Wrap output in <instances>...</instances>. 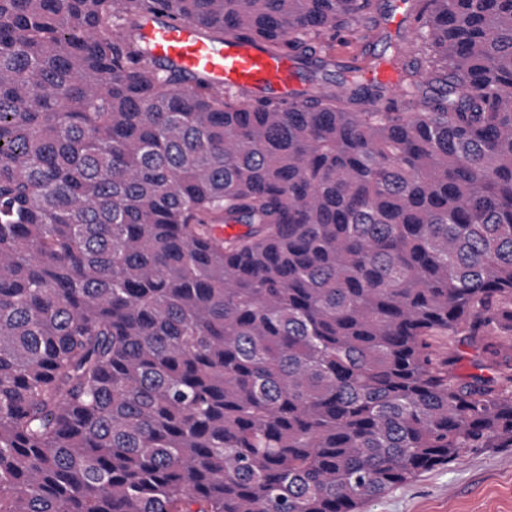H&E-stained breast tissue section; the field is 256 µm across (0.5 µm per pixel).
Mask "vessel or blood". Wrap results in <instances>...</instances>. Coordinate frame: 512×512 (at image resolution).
Returning a JSON list of instances; mask_svg holds the SVG:
<instances>
[{
  "instance_id": "vessel-or-blood-1",
  "label": "vessel or blood",
  "mask_w": 512,
  "mask_h": 512,
  "mask_svg": "<svg viewBox=\"0 0 512 512\" xmlns=\"http://www.w3.org/2000/svg\"><path fill=\"white\" fill-rule=\"evenodd\" d=\"M140 35L151 55L167 66L194 74L213 90L246 89L258 96L298 102L301 83L290 57L267 50L264 39L215 41L199 27L165 15L148 16ZM369 81L397 93L402 65L390 61L365 72Z\"/></svg>"
}]
</instances>
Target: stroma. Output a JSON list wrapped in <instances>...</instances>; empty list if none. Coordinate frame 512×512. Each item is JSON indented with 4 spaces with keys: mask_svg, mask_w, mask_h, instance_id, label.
<instances>
[{
    "mask_svg": "<svg viewBox=\"0 0 512 512\" xmlns=\"http://www.w3.org/2000/svg\"><path fill=\"white\" fill-rule=\"evenodd\" d=\"M335 49L343 58L326 70L331 83L340 81L346 69L396 58L407 66L417 54L409 28L392 33L383 25L363 38L344 34ZM363 512H512V448L473 451L368 502Z\"/></svg>",
    "mask_w": 512,
    "mask_h": 512,
    "instance_id": "obj_1",
    "label": "stroma"
}]
</instances>
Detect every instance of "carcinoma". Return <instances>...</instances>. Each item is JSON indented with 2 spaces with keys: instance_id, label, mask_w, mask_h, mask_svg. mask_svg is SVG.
Wrapping results in <instances>:
<instances>
[{
  "instance_id": "cac0c4a2",
  "label": "carcinoma",
  "mask_w": 512,
  "mask_h": 512,
  "mask_svg": "<svg viewBox=\"0 0 512 512\" xmlns=\"http://www.w3.org/2000/svg\"><path fill=\"white\" fill-rule=\"evenodd\" d=\"M414 2L399 95L296 106L140 16L300 55L374 0H0V512H362L512 448V0Z\"/></svg>"
}]
</instances>
